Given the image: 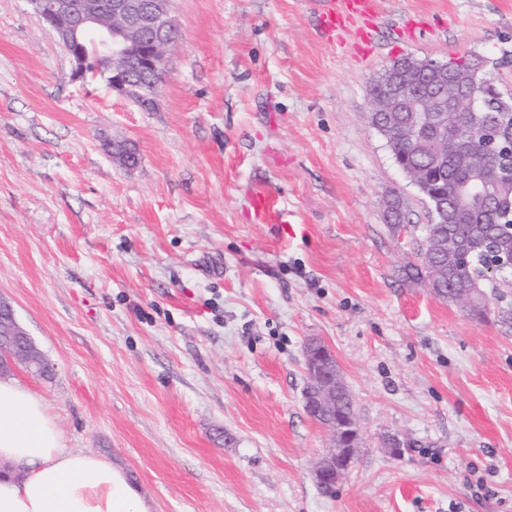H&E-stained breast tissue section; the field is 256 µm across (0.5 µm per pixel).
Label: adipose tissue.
<instances>
[{
	"mask_svg": "<svg viewBox=\"0 0 512 512\" xmlns=\"http://www.w3.org/2000/svg\"><path fill=\"white\" fill-rule=\"evenodd\" d=\"M0 460L25 472L0 478V512H150L111 463L65 448L43 400L10 380H0Z\"/></svg>",
	"mask_w": 512,
	"mask_h": 512,
	"instance_id": "1",
	"label": "adipose tissue"
}]
</instances>
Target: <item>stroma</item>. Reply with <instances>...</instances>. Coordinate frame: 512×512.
Wrapping results in <instances>:
<instances>
[{"label":"stroma","instance_id":"1","mask_svg":"<svg viewBox=\"0 0 512 512\" xmlns=\"http://www.w3.org/2000/svg\"><path fill=\"white\" fill-rule=\"evenodd\" d=\"M322 3L171 0L146 110L73 79L27 0H0V296L51 365L11 377L153 512H512V289L480 320L397 279L432 213L370 119L404 56L475 53L512 92V0H379L367 45L322 32ZM258 183L287 235L253 222ZM312 339L360 434L329 494Z\"/></svg>","mask_w":512,"mask_h":512}]
</instances>
